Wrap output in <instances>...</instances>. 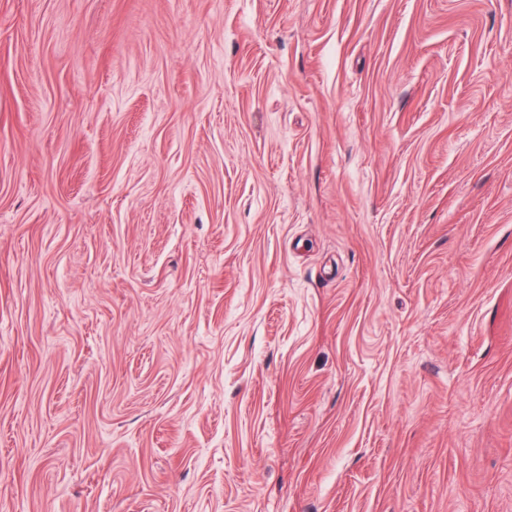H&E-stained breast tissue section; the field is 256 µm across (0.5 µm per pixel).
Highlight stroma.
Listing matches in <instances>:
<instances>
[{"label": "stroma", "instance_id": "35a3bbf8", "mask_svg": "<svg viewBox=\"0 0 512 512\" xmlns=\"http://www.w3.org/2000/svg\"><path fill=\"white\" fill-rule=\"evenodd\" d=\"M0 512H512V0H0Z\"/></svg>", "mask_w": 512, "mask_h": 512}]
</instances>
